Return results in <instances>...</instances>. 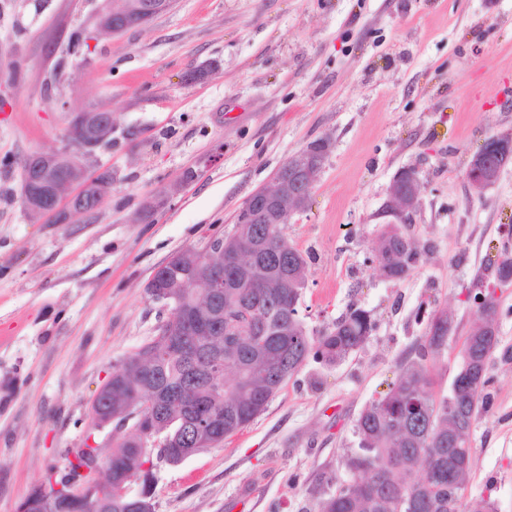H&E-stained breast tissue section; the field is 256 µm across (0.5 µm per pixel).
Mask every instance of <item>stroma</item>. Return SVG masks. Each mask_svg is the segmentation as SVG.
Here are the masks:
<instances>
[{
  "instance_id": "obj_1",
  "label": "stroma",
  "mask_w": 512,
  "mask_h": 512,
  "mask_svg": "<svg viewBox=\"0 0 512 512\" xmlns=\"http://www.w3.org/2000/svg\"><path fill=\"white\" fill-rule=\"evenodd\" d=\"M102 5L0 0V512L63 470L67 449L131 433L92 429L90 407L171 315L146 292L154 271L231 233L247 197L326 137L310 205L283 227L308 257L301 318L318 337L361 308L375 328L337 365L306 360L222 445L157 464L153 487L154 512H315L435 309L450 321L433 365L448 394L477 323L474 281L512 247V164L482 191L465 177L487 139L512 136V0H175L117 35L95 32ZM76 31L89 42L74 55ZM102 106L112 142L91 167L111 170L109 196L67 224L30 220L21 160L61 147L71 112ZM188 168L199 176L180 186ZM405 168L420 182L405 231L421 256L391 281L373 256ZM498 295L465 495L512 512V287Z\"/></svg>"
}]
</instances>
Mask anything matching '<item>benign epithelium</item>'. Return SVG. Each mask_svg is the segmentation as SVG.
Wrapping results in <instances>:
<instances>
[{
	"instance_id": "1",
	"label": "benign epithelium",
	"mask_w": 512,
	"mask_h": 512,
	"mask_svg": "<svg viewBox=\"0 0 512 512\" xmlns=\"http://www.w3.org/2000/svg\"><path fill=\"white\" fill-rule=\"evenodd\" d=\"M171 5V0H130L127 5L129 14L126 15L129 26L146 25L154 12ZM112 16V7H104L96 16V29L106 34L119 32L112 23ZM99 112V108H88L69 113L64 139L67 142L77 141L82 158L85 159L81 164L82 173L79 178L59 174L62 157L69 154L67 148L36 153L23 160L22 206L39 210L42 218L52 224H67L73 216L84 213L79 202L91 188L100 189L99 199H105L112 187V172H89V160L101 145L99 128L93 123ZM330 149V139L321 138L292 155L287 165L277 169L270 186L256 190L246 199L235 217V223L284 224L290 214L305 211L310 204L312 186ZM510 163L512 138L492 137L473 155L466 178L474 189L484 190L498 179ZM419 191L420 184L415 171L403 169L398 172L390 188L384 215L391 217L394 224L409 223L419 205ZM258 252L257 244L247 242L238 253L225 258L224 266L204 267L200 255L192 250L188 256L194 261L196 275L192 280L184 282V285L187 288H203L214 300L224 292V274L237 272V268L244 262H255ZM167 287L168 283L157 274L147 284V293L152 301L164 308L170 306ZM197 428L205 429L215 442L224 439V426L218 419L205 417L198 422ZM93 466L98 473L105 475V480L96 486H74L67 494V499L87 508H101L112 498V472L97 462ZM42 505L50 508L54 506V500L36 489L17 503L14 512H30Z\"/></svg>"
}]
</instances>
